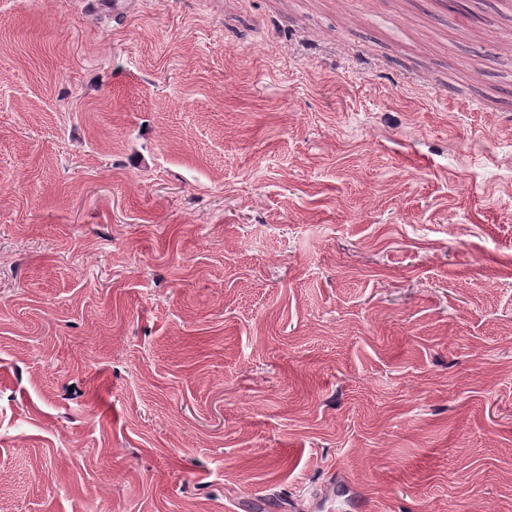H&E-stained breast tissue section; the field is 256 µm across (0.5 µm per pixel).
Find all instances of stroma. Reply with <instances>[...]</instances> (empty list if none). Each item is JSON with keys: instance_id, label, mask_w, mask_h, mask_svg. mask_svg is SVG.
I'll use <instances>...</instances> for the list:
<instances>
[{"instance_id": "1", "label": "stroma", "mask_w": 512, "mask_h": 512, "mask_svg": "<svg viewBox=\"0 0 512 512\" xmlns=\"http://www.w3.org/2000/svg\"><path fill=\"white\" fill-rule=\"evenodd\" d=\"M0 0V512H512V0ZM313 506L311 511L331 512L336 508V503L345 512H369L372 504L363 493L347 478L334 474L329 482L312 496Z\"/></svg>"}]
</instances>
